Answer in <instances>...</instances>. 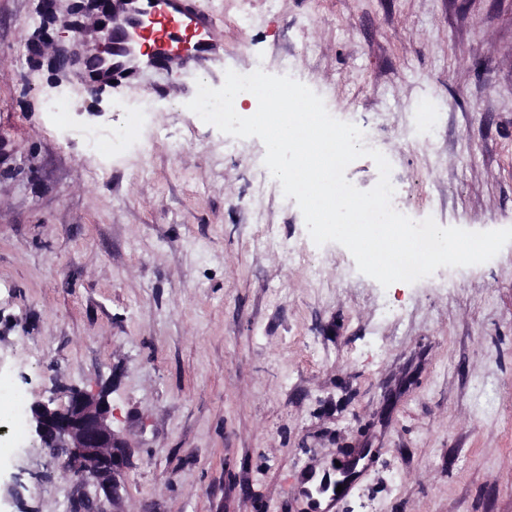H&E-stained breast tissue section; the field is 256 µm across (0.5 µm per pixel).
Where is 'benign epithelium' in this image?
Returning <instances> with one entry per match:
<instances>
[{"label":"benign epithelium","mask_w":512,"mask_h":512,"mask_svg":"<svg viewBox=\"0 0 512 512\" xmlns=\"http://www.w3.org/2000/svg\"><path fill=\"white\" fill-rule=\"evenodd\" d=\"M26 414L34 439L66 450L75 474L73 512H85L87 503L101 512L103 500L118 493L115 476L126 459L125 443L112 429L109 391L74 387L64 403L54 396L37 397L28 403Z\"/></svg>","instance_id":"1"}]
</instances>
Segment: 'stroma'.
I'll return each instance as SVG.
<instances>
[{
  "mask_svg": "<svg viewBox=\"0 0 512 512\" xmlns=\"http://www.w3.org/2000/svg\"><path fill=\"white\" fill-rule=\"evenodd\" d=\"M85 4L0 0V378L26 402L109 388L130 442L109 512H304L300 472L360 448L338 512H512V243L382 287L256 194L260 139L233 152L187 108L263 60L369 130L418 218L509 228L512 0H197L223 40L206 73L94 96L53 63ZM135 111L130 145L88 152ZM0 425V479L68 512L59 461Z\"/></svg>",
  "mask_w": 512,
  "mask_h": 512,
  "instance_id": "stroma-1",
  "label": "stroma"
}]
</instances>
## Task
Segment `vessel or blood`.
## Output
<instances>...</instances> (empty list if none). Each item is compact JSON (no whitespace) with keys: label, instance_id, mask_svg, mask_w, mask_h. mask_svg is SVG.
Instances as JSON below:
<instances>
[{"label":"vessel or blood","instance_id":"b4317fda","mask_svg":"<svg viewBox=\"0 0 512 512\" xmlns=\"http://www.w3.org/2000/svg\"><path fill=\"white\" fill-rule=\"evenodd\" d=\"M101 27L82 33L83 47L75 65L90 92L123 82L145 66L165 64L173 68L193 62L207 69L218 57L217 20L197 10L192 0H103ZM110 40L112 54L99 65H91L92 49L98 41ZM316 472L303 478L310 512H335L340 495H317L310 487Z\"/></svg>","mask_w":512,"mask_h":512}]
</instances>
